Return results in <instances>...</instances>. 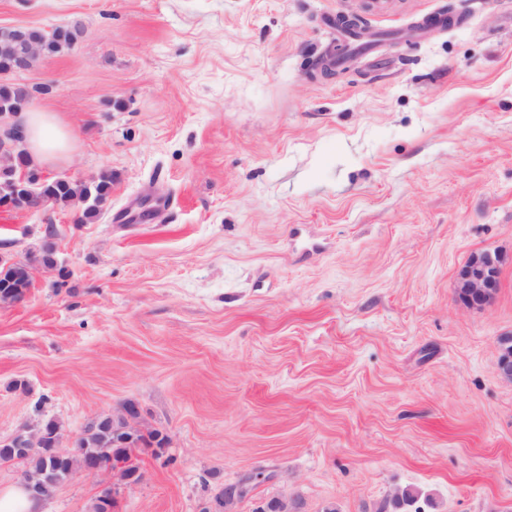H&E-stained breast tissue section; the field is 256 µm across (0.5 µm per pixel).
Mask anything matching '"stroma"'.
<instances>
[{"instance_id":"35a3bbf8","label":"stroma","mask_w":512,"mask_h":512,"mask_svg":"<svg viewBox=\"0 0 512 512\" xmlns=\"http://www.w3.org/2000/svg\"><path fill=\"white\" fill-rule=\"evenodd\" d=\"M351 13L385 38L339 65ZM16 27L74 35L10 77L74 136L45 174L117 179L87 224L0 209V253L54 244L0 303V440L132 401L166 444L120 512H215L245 477L231 512H512V0H0ZM481 249L477 310L454 273ZM503 260L498 251L485 250L471 255L458 268L456 288L466 307L482 308L492 301L499 285Z\"/></svg>"}]
</instances>
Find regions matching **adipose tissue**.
<instances>
[{
    "mask_svg": "<svg viewBox=\"0 0 512 512\" xmlns=\"http://www.w3.org/2000/svg\"><path fill=\"white\" fill-rule=\"evenodd\" d=\"M20 123L33 165H48L69 154L72 137L57 113L34 107L21 114Z\"/></svg>",
    "mask_w": 512,
    "mask_h": 512,
    "instance_id": "ef3b65f1",
    "label": "adipose tissue"
}]
</instances>
